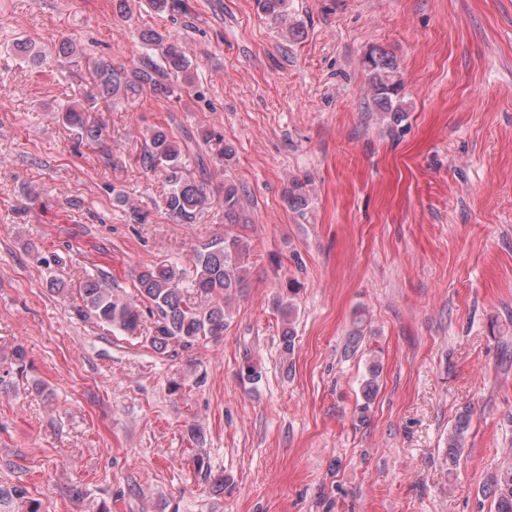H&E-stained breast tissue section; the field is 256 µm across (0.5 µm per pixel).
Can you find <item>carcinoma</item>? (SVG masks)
Here are the masks:
<instances>
[{
    "label": "carcinoma",
    "instance_id": "1",
    "mask_svg": "<svg viewBox=\"0 0 512 512\" xmlns=\"http://www.w3.org/2000/svg\"><path fill=\"white\" fill-rule=\"evenodd\" d=\"M258 7L274 22L285 26L293 39L304 36L301 26L288 22V0H257ZM164 67L147 61L133 72L130 81L123 74L100 63L95 77L100 79L102 97L114 98L122 93L136 92L147 86L156 94L174 92L165 82L168 74L187 71L189 62L177 44L170 43L163 53ZM368 85L373 101L383 112L399 119L401 108L398 98L404 88L402 73L396 58L385 49L372 46L364 57ZM64 119L77 127L86 140L95 142L102 128L88 122L80 112H68ZM145 170L161 169L169 191L164 197L165 210L184 224L196 223L206 200L203 183L187 173L181 145L162 127L152 129L145 146L136 157ZM306 184L294 179L286 191L288 206L303 211L309 205ZM241 205L239 189L233 184L224 185V223L235 224ZM196 277L189 288L180 286L181 272L174 264L146 266L136 275L137 296L146 303L145 309L132 300L112 296L101 279L88 278L81 282L79 295L83 305L75 308L79 317L92 316L100 324L127 334L140 332L143 312L153 319V329L147 341L152 349L164 353L177 343L190 349L203 340L224 333L229 319V301L246 281L247 245L234 235L215 237L193 251ZM288 327L282 332V349L290 354L294 349L293 303L283 304ZM470 427V415L464 411L456 416L448 433V455L456 456L464 447ZM489 494L496 501L495 512H512V460L503 462L490 484ZM10 500L18 501V512H39L38 503L27 497L23 488H14Z\"/></svg>",
    "mask_w": 512,
    "mask_h": 512
}]
</instances>
